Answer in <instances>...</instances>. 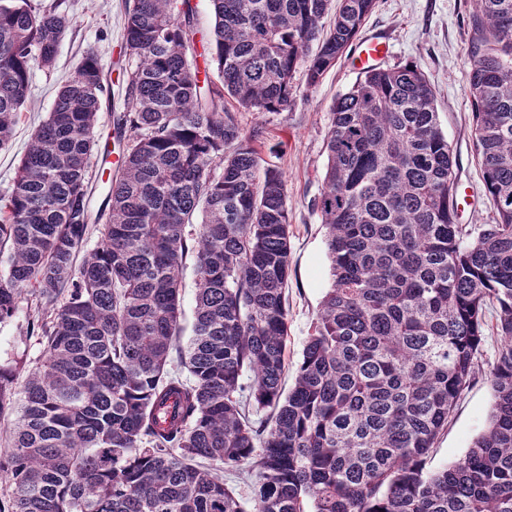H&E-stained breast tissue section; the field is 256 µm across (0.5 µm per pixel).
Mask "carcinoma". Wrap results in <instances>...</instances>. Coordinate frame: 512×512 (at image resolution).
I'll list each match as a JSON object with an SVG mask.
<instances>
[{
  "label": "carcinoma",
  "mask_w": 512,
  "mask_h": 512,
  "mask_svg": "<svg viewBox=\"0 0 512 512\" xmlns=\"http://www.w3.org/2000/svg\"><path fill=\"white\" fill-rule=\"evenodd\" d=\"M210 3L216 81L188 59L189 0L126 9L107 214L90 210L107 91L92 51L0 203V323L30 296L42 344L21 394L0 367V417L14 415L0 512H512V0H473L470 16L473 144L495 223L456 221L454 160L418 68H374L336 96L313 203L332 286L286 396V181L240 111H287L300 67L317 87L376 0ZM71 25L58 2L0 0V147L32 69L52 66ZM489 309L500 344L488 424L429 471ZM245 463L249 509L221 476ZM195 276L193 273V262L188 259L184 270L182 304L184 311V325L186 327L183 340L190 334V327L193 317V308L195 304Z\"/></svg>",
  "instance_id": "1"
}]
</instances>
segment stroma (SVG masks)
Returning a JSON list of instances; mask_svg holds the SVG:
<instances>
[{
    "instance_id": "35a3bbf8",
    "label": "stroma",
    "mask_w": 512,
    "mask_h": 512,
    "mask_svg": "<svg viewBox=\"0 0 512 512\" xmlns=\"http://www.w3.org/2000/svg\"><path fill=\"white\" fill-rule=\"evenodd\" d=\"M127 0H61L73 23L66 32L56 61L49 68H34L29 102L16 124L11 141L0 150V198L14 182L21 157L35 127L50 112L58 88L74 76L86 51H94L102 66L109 95L103 96L99 112L102 141L113 131L112 115L122 111V73L128 65L120 53ZM471 0H377L363 28L364 34L383 35L389 45L381 60L384 68L412 65L420 69L436 93L439 122L448 138L455 161L459 187L468 188L470 204L462 224H491L496 210L487 195L481 166L475 154L473 114L469 94L467 54L471 39ZM347 60H339L321 83L307 88L303 75H296L294 103L279 114L244 112V128L262 126L268 148L263 158L283 171L286 179L289 220L292 225L290 276L288 280V367L283 389H290L321 301L332 284L326 247V229L313 209L322 189L327 164L326 137L331 107L339 93L357 80ZM34 304L22 298L13 318L0 324V366L22 364L33 368L41 357L37 335L28 333ZM500 342L494 318H487L485 343L479 361L481 372L461 393L448 425L437 439L427 467L439 470L451 465L468 450L487 426L493 392L485 373Z\"/></svg>"
}]
</instances>
